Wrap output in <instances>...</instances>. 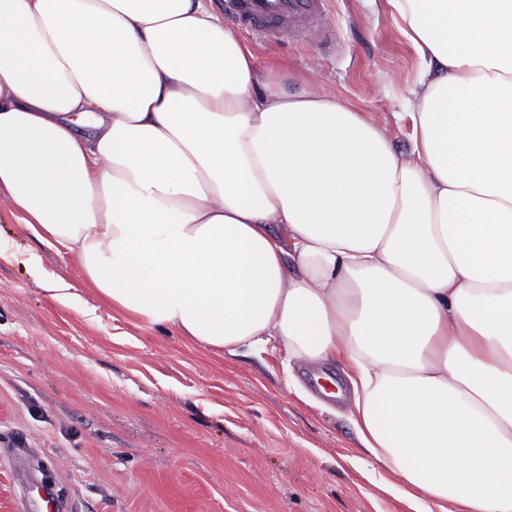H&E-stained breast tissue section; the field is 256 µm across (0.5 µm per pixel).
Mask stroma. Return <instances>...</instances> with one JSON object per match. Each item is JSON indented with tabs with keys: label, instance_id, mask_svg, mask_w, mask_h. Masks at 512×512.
Wrapping results in <instances>:
<instances>
[{
	"label": "stroma",
	"instance_id": "1",
	"mask_svg": "<svg viewBox=\"0 0 512 512\" xmlns=\"http://www.w3.org/2000/svg\"><path fill=\"white\" fill-rule=\"evenodd\" d=\"M333 40L242 34L286 92L346 100L411 149L420 64L387 0H325ZM59 276L81 302L57 303ZM341 362L276 342L216 355L112 310L76 258L0 204V512H412L367 465ZM335 382L341 394L322 389Z\"/></svg>",
	"mask_w": 512,
	"mask_h": 512
}]
</instances>
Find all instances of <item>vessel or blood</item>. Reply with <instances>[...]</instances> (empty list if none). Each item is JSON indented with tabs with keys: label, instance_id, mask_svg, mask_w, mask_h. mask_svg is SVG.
Masks as SVG:
<instances>
[{
	"label": "vessel or blood",
	"instance_id": "obj_1",
	"mask_svg": "<svg viewBox=\"0 0 512 512\" xmlns=\"http://www.w3.org/2000/svg\"><path fill=\"white\" fill-rule=\"evenodd\" d=\"M224 9L258 35L313 38L329 29L324 0H224Z\"/></svg>",
	"mask_w": 512,
	"mask_h": 512
}]
</instances>
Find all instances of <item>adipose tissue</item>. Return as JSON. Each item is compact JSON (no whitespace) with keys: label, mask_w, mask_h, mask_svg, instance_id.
Returning a JSON list of instances; mask_svg holds the SVG:
<instances>
[{"label":"adipose tissue","mask_w":512,"mask_h":512,"mask_svg":"<svg viewBox=\"0 0 512 512\" xmlns=\"http://www.w3.org/2000/svg\"><path fill=\"white\" fill-rule=\"evenodd\" d=\"M213 0H0V201L112 308L348 364L408 503L512 512V0H387L409 154Z\"/></svg>","instance_id":"ef3b65f1"}]
</instances>
